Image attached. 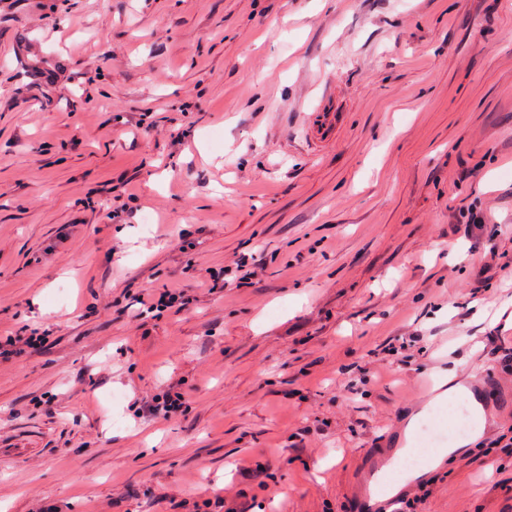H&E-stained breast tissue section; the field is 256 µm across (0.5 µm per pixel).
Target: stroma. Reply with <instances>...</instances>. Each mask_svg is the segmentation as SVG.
<instances>
[{
    "label": "stroma",
    "instance_id": "obj_1",
    "mask_svg": "<svg viewBox=\"0 0 512 512\" xmlns=\"http://www.w3.org/2000/svg\"><path fill=\"white\" fill-rule=\"evenodd\" d=\"M241 259L250 284L210 294ZM143 288L198 302L144 317ZM33 327L0 361V512L228 486L365 512L372 449L441 446L420 384L464 369L485 427L416 467L423 512H512V457L480 454L512 437V0H0V336ZM412 333L411 364L377 361ZM170 384L189 410L138 417ZM333 100L322 99L316 112L312 115V133L316 139H322L336 126V112H333Z\"/></svg>",
    "mask_w": 512,
    "mask_h": 512
}]
</instances>
